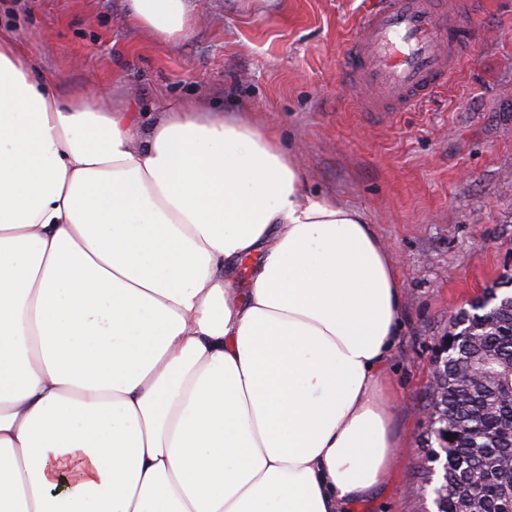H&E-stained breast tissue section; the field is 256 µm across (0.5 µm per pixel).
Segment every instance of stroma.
Wrapping results in <instances>:
<instances>
[{"mask_svg":"<svg viewBox=\"0 0 512 512\" xmlns=\"http://www.w3.org/2000/svg\"><path fill=\"white\" fill-rule=\"evenodd\" d=\"M477 61L406 112H362L342 74L365 0H188L162 40L127 0H0V30L60 96L100 90L134 112L174 102L242 114L276 133L305 191L360 210L402 281L389 373L400 438L392 483L353 512H431V361L453 317L490 288L512 292V0H466Z\"/></svg>","mask_w":512,"mask_h":512,"instance_id":"obj_1","label":"stroma"}]
</instances>
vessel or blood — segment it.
<instances>
[{
    "label": "vessel or blood",
    "mask_w": 512,
    "mask_h": 512,
    "mask_svg": "<svg viewBox=\"0 0 512 512\" xmlns=\"http://www.w3.org/2000/svg\"><path fill=\"white\" fill-rule=\"evenodd\" d=\"M471 13L442 0H371L345 51L346 79L365 112H402L476 55Z\"/></svg>",
    "instance_id": "vessel-or-blood-1"
}]
</instances>
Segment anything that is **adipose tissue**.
Instances as JSON below:
<instances>
[{
    "instance_id": "obj_1",
    "label": "adipose tissue",
    "mask_w": 512,
    "mask_h": 512,
    "mask_svg": "<svg viewBox=\"0 0 512 512\" xmlns=\"http://www.w3.org/2000/svg\"><path fill=\"white\" fill-rule=\"evenodd\" d=\"M129 8L187 29L185 0ZM37 70L0 33V512H351L383 488L402 282L363 213L237 116L145 123Z\"/></svg>"
}]
</instances>
